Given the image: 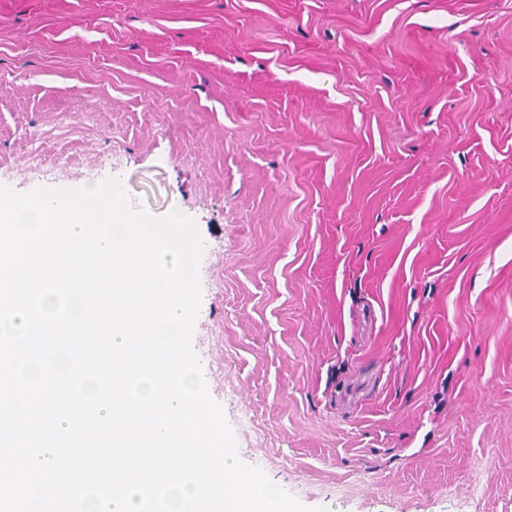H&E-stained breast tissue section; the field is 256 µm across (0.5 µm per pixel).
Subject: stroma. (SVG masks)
I'll list each match as a JSON object with an SVG mask.
<instances>
[{
  "label": "stroma",
  "mask_w": 512,
  "mask_h": 512,
  "mask_svg": "<svg viewBox=\"0 0 512 512\" xmlns=\"http://www.w3.org/2000/svg\"><path fill=\"white\" fill-rule=\"evenodd\" d=\"M203 243L240 458L327 512H512V0H0V186Z\"/></svg>",
  "instance_id": "35a3bbf8"
}]
</instances>
